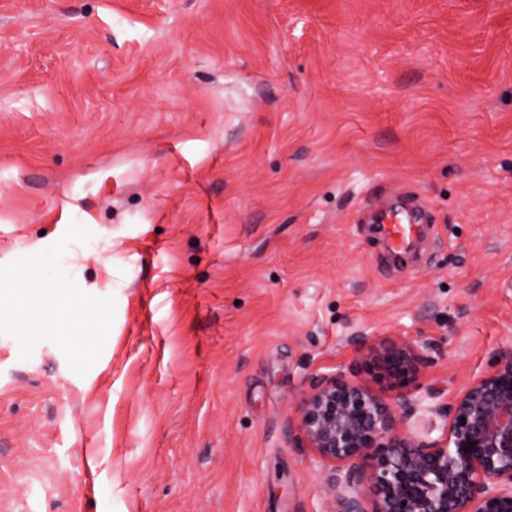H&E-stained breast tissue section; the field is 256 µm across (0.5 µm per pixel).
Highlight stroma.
<instances>
[{
  "mask_svg": "<svg viewBox=\"0 0 512 512\" xmlns=\"http://www.w3.org/2000/svg\"><path fill=\"white\" fill-rule=\"evenodd\" d=\"M422 199L388 265L372 198ZM0 512H336L295 414L350 339L448 403L512 350V0H0Z\"/></svg>",
  "mask_w": 512,
  "mask_h": 512,
  "instance_id": "1",
  "label": "stroma"
}]
</instances>
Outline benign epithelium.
<instances>
[{
  "label": "benign epithelium",
  "mask_w": 512,
  "mask_h": 512,
  "mask_svg": "<svg viewBox=\"0 0 512 512\" xmlns=\"http://www.w3.org/2000/svg\"><path fill=\"white\" fill-rule=\"evenodd\" d=\"M351 341L355 358L317 376L297 406L338 512H512V353L433 405L407 390L425 363L420 345ZM366 376L390 398L376 395ZM425 415L445 421L439 437L413 430Z\"/></svg>",
  "instance_id": "obj_1"
}]
</instances>
